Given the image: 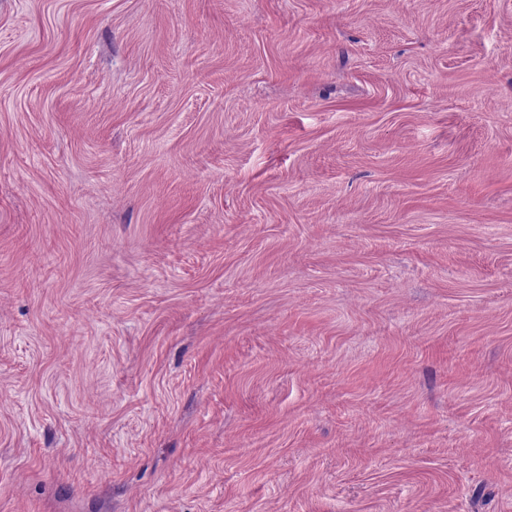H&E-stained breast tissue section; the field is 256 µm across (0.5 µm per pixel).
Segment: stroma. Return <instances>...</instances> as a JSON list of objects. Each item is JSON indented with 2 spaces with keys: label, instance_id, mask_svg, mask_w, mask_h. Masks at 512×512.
Instances as JSON below:
<instances>
[{
  "label": "stroma",
  "instance_id": "stroma-1",
  "mask_svg": "<svg viewBox=\"0 0 512 512\" xmlns=\"http://www.w3.org/2000/svg\"><path fill=\"white\" fill-rule=\"evenodd\" d=\"M0 512H512V0H0Z\"/></svg>",
  "mask_w": 512,
  "mask_h": 512
}]
</instances>
